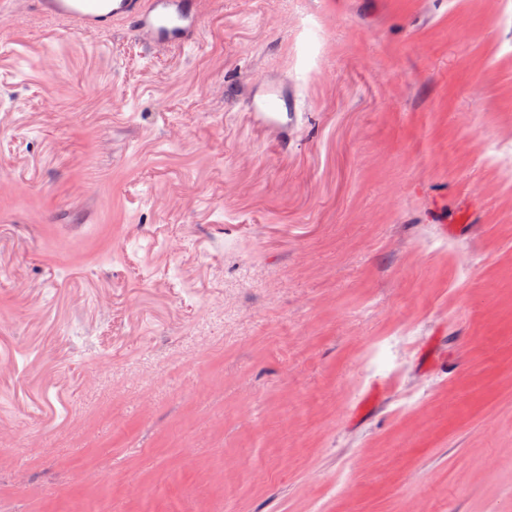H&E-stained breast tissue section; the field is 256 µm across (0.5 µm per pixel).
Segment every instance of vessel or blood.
<instances>
[{
  "mask_svg": "<svg viewBox=\"0 0 512 512\" xmlns=\"http://www.w3.org/2000/svg\"><path fill=\"white\" fill-rule=\"evenodd\" d=\"M214 0H0V18L17 22L34 5L37 21L56 25L84 40L98 41L114 21L129 20L132 33L149 48L182 50L194 45ZM248 121L285 132L296 99L287 82L255 80Z\"/></svg>",
  "mask_w": 512,
  "mask_h": 512,
  "instance_id": "1",
  "label": "vessel or blood"
}]
</instances>
